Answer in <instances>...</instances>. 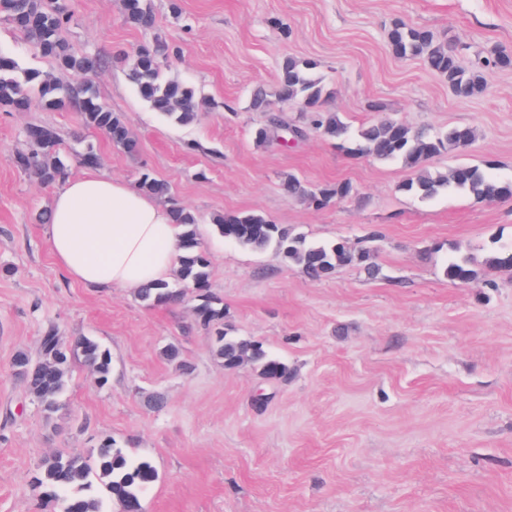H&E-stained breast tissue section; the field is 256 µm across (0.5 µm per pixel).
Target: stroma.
Listing matches in <instances>:
<instances>
[{"instance_id":"1","label":"stroma","mask_w":512,"mask_h":512,"mask_svg":"<svg viewBox=\"0 0 512 512\" xmlns=\"http://www.w3.org/2000/svg\"><path fill=\"white\" fill-rule=\"evenodd\" d=\"M150 3L156 25L143 30L125 23L122 0H71L64 32L77 51L100 55L93 84L138 139L136 156L70 109L36 102L0 112V512H61L32 491L42 460L89 456L105 437L155 466L143 512H512V268L482 265L493 245H512V198L420 200L400 191L410 175L401 164L348 157L313 131L258 143L265 115L250 105L255 88L276 89L285 58L312 60L325 108L352 129L376 119L374 103L413 128L470 125L472 147L436 157L432 169L469 163L512 180V69L489 73L483 94L461 99L386 40L401 20L468 62L512 51V0H181L177 14L168 0ZM157 39L180 49L163 73L196 87L194 124L152 112L115 60ZM0 50L75 81L2 20ZM32 124L53 127L67 150L93 144L101 175L134 185L148 170L167 181L199 220L225 328L262 343L287 363L288 378L226 369L191 302L149 308L135 289L72 281L35 220L54 187L13 164ZM291 174L313 185L347 181L354 193L318 209L284 193ZM224 211L368 248L377 271L342 266L310 280L273 251L225 241L211 222ZM452 256L478 263L477 279L449 281ZM50 324L94 338L112 373L97 385L74 360L64 406L49 416L11 362L19 351L38 354ZM169 345L178 360L163 357ZM154 394L161 408L149 405Z\"/></svg>"}]
</instances>
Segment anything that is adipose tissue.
Segmentation results:
<instances>
[{"label":"adipose tissue","mask_w":512,"mask_h":512,"mask_svg":"<svg viewBox=\"0 0 512 512\" xmlns=\"http://www.w3.org/2000/svg\"><path fill=\"white\" fill-rule=\"evenodd\" d=\"M46 235L56 263L90 288L164 279L178 254L179 230L167 205L126 181L95 174L61 184Z\"/></svg>","instance_id":"obj_1"}]
</instances>
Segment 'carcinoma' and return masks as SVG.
<instances>
[{
  "instance_id": "cac0c4a2",
  "label": "carcinoma",
  "mask_w": 512,
  "mask_h": 512,
  "mask_svg": "<svg viewBox=\"0 0 512 512\" xmlns=\"http://www.w3.org/2000/svg\"><path fill=\"white\" fill-rule=\"evenodd\" d=\"M122 7L125 23L144 30L155 26L149 0H122ZM0 17L25 36L39 56L52 60L79 80L75 86H66L38 71H23L14 57L0 51V112H23L36 94L51 108L76 110L83 126L100 132L125 153H138V143L124 119L99 101L87 80V76L101 67V58L75 53L64 37L72 20L69 0H0ZM387 42L399 58L422 59L429 70L446 78L448 86L462 99L478 96L486 90L485 70L512 69V53L504 50L484 60L483 66L468 68L449 47L438 42L431 30L404 21L391 25ZM177 53L178 48L154 41L139 45L132 58L124 62L130 81L151 111L188 126L199 117L198 92L189 83L163 73V60ZM314 66L313 62L290 57L283 61L280 69L275 97L280 103L297 102L302 106L306 121L300 124L290 126L274 113L264 90L253 92L252 107L266 114V125L257 132L259 141H268L282 127H292L300 137L313 130L334 141L352 158L372 157L381 162L402 164L411 170L412 176L401 183L399 190L421 200L442 193H464L484 203L512 198V181L493 177L477 165L458 164L446 172L432 171L428 167L434 157L443 153L468 150L477 139L476 129L469 125H455L445 131L411 129L396 119L382 116L377 122L353 131L336 113L323 109L324 86L312 75ZM26 138L30 149L14 157L15 167L46 186L62 182L68 176V164L61 157L59 134L49 126L31 125L26 129ZM75 161L86 168H95L99 165V156L94 147L88 145L76 152ZM138 189L170 207L180 235L176 279L148 284L138 289L137 296L149 307L169 306L183 301L186 291L190 290L195 301V322L211 330L224 320V305L210 288V261L198 238L197 216L172 196L164 180L149 171L141 173ZM284 190L318 208L353 193L348 182L313 186L293 176L284 183ZM212 223L224 240L251 250H272L313 280L330 276L339 266L371 269L366 251L353 250L342 241L310 242L261 214L228 211L214 215ZM485 266L512 267V250H493ZM445 273L448 280L458 283H468L478 276V270L468 257L450 259ZM214 352L227 369L246 357L264 377L288 378V365L268 353L262 344L231 336L222 329L215 333ZM76 357L83 359L99 384L107 383L112 372L110 353L89 336L68 340L55 327L43 332L38 356L19 351L13 357L12 368L24 381L32 401L43 412L52 414L61 406L71 363ZM157 478V470L149 460L134 457L105 440L96 448L91 461L63 453L49 457L34 477L32 486L40 499L59 501L66 512H105L104 501L97 492L99 487L106 491L111 503L142 512V495Z\"/></svg>"
}]
</instances>
